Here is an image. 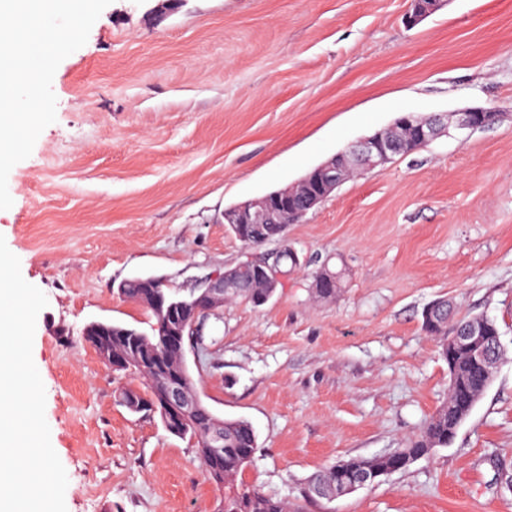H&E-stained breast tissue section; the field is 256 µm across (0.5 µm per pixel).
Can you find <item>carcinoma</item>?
<instances>
[{
    "label": "carcinoma",
    "instance_id": "obj_1",
    "mask_svg": "<svg viewBox=\"0 0 512 512\" xmlns=\"http://www.w3.org/2000/svg\"><path fill=\"white\" fill-rule=\"evenodd\" d=\"M231 234L246 247H261L269 241L283 236L286 226L268 224L264 239L257 242L251 235V225L230 224ZM261 276L252 267L239 270L236 284L229 296L242 298L254 306L265 304V289L259 287ZM163 298L164 305L181 303V310L175 314L192 315L194 309L190 301H180L178 294L163 287L146 288L133 278L122 290L121 297L145 306L155 319L152 335L126 326L112 325V355L117 358L135 357L137 364L129 374L142 380L147 396L154 398V382L166 372L180 370L181 354L177 347L167 343L163 329L160 328L161 317L152 304V296ZM451 307L446 300L430 304L422 312V330L426 335L437 340L442 355L448 353V318ZM454 384L448 386V400L428 420L419 436L408 440L403 448L380 458L353 457L342 459L312 475L308 489L324 487L326 481L336 477V483L349 485L361 471L372 468L401 471L415 461L424 458L437 447H446L455 438L459 427L469 417L480 395L490 386L491 381L482 378L479 370L471 362L460 356L453 364ZM220 417L215 415L207 405L202 404L191 416V423L186 435L197 439L196 448L203 459L208 479L222 491L220 499L224 500V512H304V506H288L282 500L266 496L258 489L243 483H236V478L251 462L258 448L257 436L252 425L243 419L224 420V458L214 460L202 452L204 437Z\"/></svg>",
    "mask_w": 512,
    "mask_h": 512
}]
</instances>
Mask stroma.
Returning a JSON list of instances; mask_svg holds the SVG:
<instances>
[{"label": "stroma", "instance_id": "obj_1", "mask_svg": "<svg viewBox=\"0 0 512 512\" xmlns=\"http://www.w3.org/2000/svg\"><path fill=\"white\" fill-rule=\"evenodd\" d=\"M112 0L58 66L56 120L8 177L0 235L48 305L33 360L67 512H213L192 442L117 394L139 380L84 341L107 322L150 331L118 284L183 291L290 245L297 267L256 307L225 301L186 349L216 414L251 423L244 483L306 512H512V0H449L415 27L411 0ZM500 112L465 140L440 135L346 176L289 225L243 246L225 208L297 184L402 112ZM344 270L315 298L321 266ZM495 319L506 350L453 441L355 493L305 501L318 470L419 435L448 395V363L421 329ZM451 307L448 300H438L424 308L422 312V330L426 335L437 340L441 347L442 355L448 353V318Z\"/></svg>", "mask_w": 512, "mask_h": 512}]
</instances>
